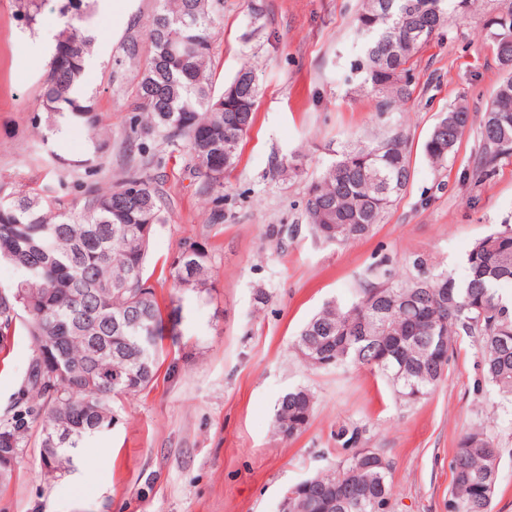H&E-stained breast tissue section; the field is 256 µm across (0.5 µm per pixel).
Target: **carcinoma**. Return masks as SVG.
I'll return each mask as SVG.
<instances>
[{
	"mask_svg": "<svg viewBox=\"0 0 512 512\" xmlns=\"http://www.w3.org/2000/svg\"><path fill=\"white\" fill-rule=\"evenodd\" d=\"M92 0H57L54 46L45 63L40 110L33 116L42 144L70 117L91 131V147L79 161L90 175L101 169V119L83 101L80 84L96 41L86 28ZM420 0H363L356 18L360 47L351 63V92L380 98V106L410 96L413 65L430 33L455 26L476 0H435L434 24L417 9ZM27 28L41 17L43 0H16ZM220 23L214 0H158L146 25L150 51L139 64L132 133L159 138L187 152L193 173L207 193L224 189L239 144L254 121L259 93L255 69L238 95L243 111L228 108L212 91V31ZM488 36L506 76L498 86L512 90V9L488 21ZM394 66H378L387 50ZM474 124L463 103L439 115L423 143L429 162L442 167ZM512 158V93L494 90L479 120V149L463 179L481 186ZM44 160L58 169L59 188L23 187L0 195V261L21 272L0 288V339L20 327L33 344L25 402L0 418V475L11 476L33 423L47 437L67 427L70 438L53 450V477L74 470L82 441L112 427L109 396L135 394L152 382L165 336L181 335L179 318H165L146 275L148 247L164 207L162 159L140 153L137 165L106 186L91 184L68 198V170L53 151ZM411 178L404 135L396 131L344 147L308 186L304 216L310 234L328 244L368 237L406 190ZM214 268L206 244L181 239L169 278L179 299H199ZM414 273L362 289L349 306L325 304L301 328L293 344L308 366L332 370L356 365L383 376L400 402L414 404L444 378L458 337L473 339L484 379L498 405L512 409V224L476 241L459 280L417 256ZM314 394L295 387L278 399L274 434L293 439L309 427ZM366 427L343 425L336 441L351 449L302 485L288 488L298 512H385L391 463L379 451L359 455ZM501 449L482 428L465 433L452 462L448 512H490Z\"/></svg>",
	"mask_w": 512,
	"mask_h": 512,
	"instance_id": "carcinoma-1",
	"label": "carcinoma"
}]
</instances>
